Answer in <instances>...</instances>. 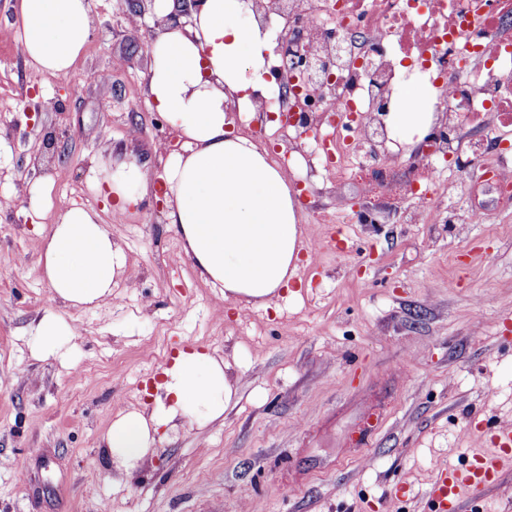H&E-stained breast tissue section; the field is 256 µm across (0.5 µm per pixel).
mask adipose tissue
<instances>
[{
    "instance_id": "1",
    "label": "adipose tissue",
    "mask_w": 512,
    "mask_h": 512,
    "mask_svg": "<svg viewBox=\"0 0 512 512\" xmlns=\"http://www.w3.org/2000/svg\"><path fill=\"white\" fill-rule=\"evenodd\" d=\"M159 16L189 13L187 26L166 23L152 40L147 102L184 140L165 168L167 217L177 227L201 276L225 298L267 305L297 276L301 202L266 152L229 128L228 114L266 89L268 33L244 23L243 0H156ZM21 52L44 77L61 78L82 54L91 32L88 0H17ZM89 183L111 197L115 213L142 201L150 173L122 162L111 177L90 172ZM43 271L55 297L99 306L126 267L121 248L94 210H60L42 242ZM32 354L65 360L69 324L45 311L32 327ZM223 357L180 352L164 369L163 393L151 411L118 416L102 444L125 472L135 471L160 427L199 428L219 419L234 390Z\"/></svg>"
}]
</instances>
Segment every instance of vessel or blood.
Wrapping results in <instances>:
<instances>
[{
	"label": "vessel or blood",
	"instance_id": "1",
	"mask_svg": "<svg viewBox=\"0 0 512 512\" xmlns=\"http://www.w3.org/2000/svg\"><path fill=\"white\" fill-rule=\"evenodd\" d=\"M495 449L474 454L457 467L438 468L428 490L429 512H460L465 495H476L498 483L506 462L512 461V427L492 430Z\"/></svg>",
	"mask_w": 512,
	"mask_h": 512
}]
</instances>
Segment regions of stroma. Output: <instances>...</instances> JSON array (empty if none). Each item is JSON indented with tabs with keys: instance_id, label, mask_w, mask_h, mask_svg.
<instances>
[{
	"instance_id": "1",
	"label": "stroma",
	"mask_w": 512,
	"mask_h": 512,
	"mask_svg": "<svg viewBox=\"0 0 512 512\" xmlns=\"http://www.w3.org/2000/svg\"><path fill=\"white\" fill-rule=\"evenodd\" d=\"M15 0H0V512H428L435 465L492 449L512 425V205L458 180L481 224L323 222L360 185L305 184L313 274L269 307L224 300L167 218L159 179L178 133L151 110L153 5L89 0L92 30L70 72L43 83L20 50ZM136 161L153 176L116 215L90 167ZM51 187L32 214L27 188ZM96 211L124 251L110 303L54 299L41 242L60 208ZM76 330L67 362L31 354L46 310ZM224 357L235 395L203 429L161 428L130 476L101 437L153 404L179 350Z\"/></svg>"
}]
</instances>
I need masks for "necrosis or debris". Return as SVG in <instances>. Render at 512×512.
Masks as SVG:
<instances>
[{
	"mask_svg": "<svg viewBox=\"0 0 512 512\" xmlns=\"http://www.w3.org/2000/svg\"><path fill=\"white\" fill-rule=\"evenodd\" d=\"M255 19L271 37L300 39L313 62L328 66L322 79L302 86L303 119L320 116L325 124L312 135L320 153L297 150L306 165L335 158L337 176L362 180L376 194L370 161L407 152L378 118L419 81L435 89L422 109L433 113L441 134L398 187L414 200L409 222L439 213L449 171L512 189L502 156L512 137V0H288L285 9L263 8ZM469 118L488 130L496 162L469 157L458 136Z\"/></svg>",
	"mask_w": 512,
	"mask_h": 512,
	"instance_id": "necrosis-or-debris-1",
	"label": "necrosis or debris"
}]
</instances>
